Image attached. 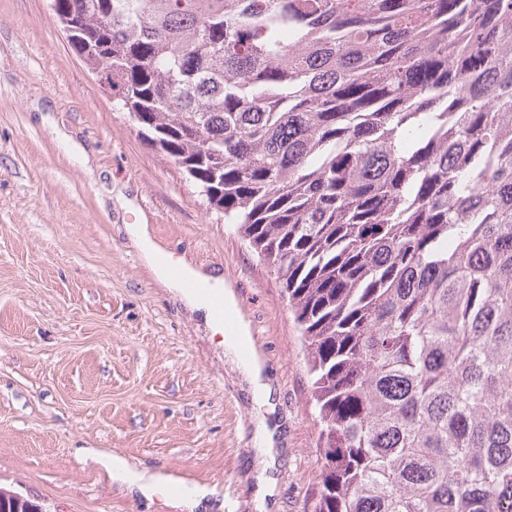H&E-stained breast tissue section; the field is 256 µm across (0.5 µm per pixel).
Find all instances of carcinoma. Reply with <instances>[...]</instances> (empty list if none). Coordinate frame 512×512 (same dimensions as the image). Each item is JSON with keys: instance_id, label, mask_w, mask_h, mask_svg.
I'll return each mask as SVG.
<instances>
[{"instance_id": "carcinoma-1", "label": "carcinoma", "mask_w": 512, "mask_h": 512, "mask_svg": "<svg viewBox=\"0 0 512 512\" xmlns=\"http://www.w3.org/2000/svg\"><path fill=\"white\" fill-rule=\"evenodd\" d=\"M277 274L313 512H512V0H54Z\"/></svg>"}]
</instances>
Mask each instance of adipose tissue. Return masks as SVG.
<instances>
[{"label":"adipose tissue","mask_w":512,"mask_h":512,"mask_svg":"<svg viewBox=\"0 0 512 512\" xmlns=\"http://www.w3.org/2000/svg\"><path fill=\"white\" fill-rule=\"evenodd\" d=\"M128 232L139 247L143 260L153 269L157 278L169 288L179 292L186 305L199 310H210V292L220 291L224 294L226 308L230 310L235 309V295L230 285L225 284L220 275H207L185 264L181 267V278H172L169 274V255L151 238L147 224L136 223L129 225ZM187 279L199 283V290L192 292L185 289L183 282Z\"/></svg>","instance_id":"adipose-tissue-1"}]
</instances>
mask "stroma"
I'll use <instances>...</instances> for the list:
<instances>
[{
  "mask_svg": "<svg viewBox=\"0 0 512 512\" xmlns=\"http://www.w3.org/2000/svg\"><path fill=\"white\" fill-rule=\"evenodd\" d=\"M142 220L172 266L221 274L250 326L272 391L271 505L255 498L262 405L223 327L143 262L126 232ZM309 394L275 274L109 100L48 0H0V488L43 512H306ZM116 457L206 495L143 494Z\"/></svg>",
  "mask_w": 512,
  "mask_h": 512,
  "instance_id": "35a3bbf8",
  "label": "stroma"
}]
</instances>
